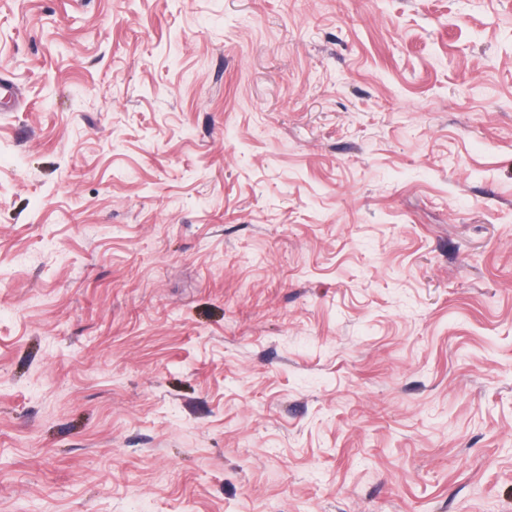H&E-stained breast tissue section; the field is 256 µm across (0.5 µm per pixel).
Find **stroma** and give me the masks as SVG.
<instances>
[{
	"mask_svg": "<svg viewBox=\"0 0 512 512\" xmlns=\"http://www.w3.org/2000/svg\"><path fill=\"white\" fill-rule=\"evenodd\" d=\"M0 512H512V0H0Z\"/></svg>",
	"mask_w": 512,
	"mask_h": 512,
	"instance_id": "35a3bbf8",
	"label": "stroma"
}]
</instances>
